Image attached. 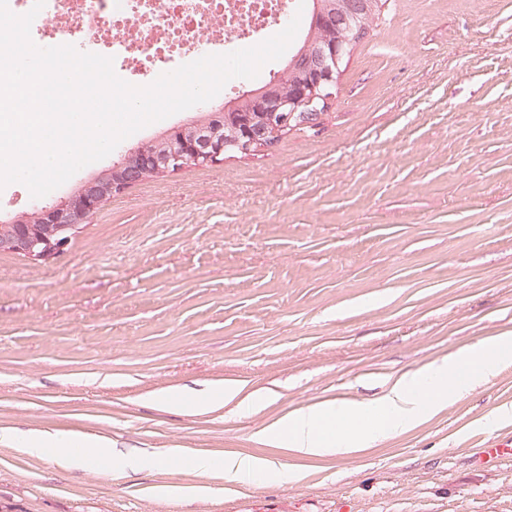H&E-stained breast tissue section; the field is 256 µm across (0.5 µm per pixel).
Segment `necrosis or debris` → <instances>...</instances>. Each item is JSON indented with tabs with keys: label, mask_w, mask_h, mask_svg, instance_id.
Instances as JSON below:
<instances>
[{
	"label": "necrosis or debris",
	"mask_w": 512,
	"mask_h": 512,
	"mask_svg": "<svg viewBox=\"0 0 512 512\" xmlns=\"http://www.w3.org/2000/svg\"><path fill=\"white\" fill-rule=\"evenodd\" d=\"M46 0L31 33L54 45L113 58L130 84L170 72L201 43L247 45L274 30L291 0Z\"/></svg>",
	"instance_id": "necrosis-or-debris-1"
}]
</instances>
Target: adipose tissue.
I'll return each instance as SVG.
<instances>
[{"label": "adipose tissue", "instance_id": "1", "mask_svg": "<svg viewBox=\"0 0 512 512\" xmlns=\"http://www.w3.org/2000/svg\"><path fill=\"white\" fill-rule=\"evenodd\" d=\"M512 361V335L505 333L486 344L479 355L454 354L407 373L391 383L378 399L371 401L329 400L288 412L259 432L260 438L303 457H339L371 447L377 441L426 422L478 383L486 381L498 367ZM238 390L231 385L203 392L168 391L159 403L206 413L233 400ZM0 443L41 454L53 449L61 463L109 475L130 466L129 453L114 448L110 441L84 436L78 439L47 432L16 435L0 429ZM189 467L200 474L222 473L231 481L274 473L277 481L296 480L297 472L274 469L262 457L229 454L223 460L209 456L193 458Z\"/></svg>", "mask_w": 512, "mask_h": 512}]
</instances>
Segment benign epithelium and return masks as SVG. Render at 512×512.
Masks as SVG:
<instances>
[{
    "mask_svg": "<svg viewBox=\"0 0 512 512\" xmlns=\"http://www.w3.org/2000/svg\"><path fill=\"white\" fill-rule=\"evenodd\" d=\"M344 53V44L336 41H324L301 52L297 61L303 79L290 95H269L265 88L246 92L245 96L255 98L252 111L258 117L247 118L235 138L224 135L223 124L208 119L179 126L154 149L139 146L83 184L77 193L15 217L11 231L0 236V253L22 254L34 261L55 257L106 201L145 180L146 174L162 175L191 163L214 164L224 160L232 147L249 153L253 145L265 143L271 128L289 125L297 113L314 118L318 105L334 97Z\"/></svg>",
    "mask_w": 512,
    "mask_h": 512,
    "instance_id": "benign-epithelium-1",
    "label": "benign epithelium"
}]
</instances>
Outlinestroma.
<instances>
[{
  "instance_id": "obj_1",
  "label": "stroma",
  "mask_w": 512,
  "mask_h": 512,
  "mask_svg": "<svg viewBox=\"0 0 512 512\" xmlns=\"http://www.w3.org/2000/svg\"><path fill=\"white\" fill-rule=\"evenodd\" d=\"M0 189V221L48 205ZM512 332V0H387L317 126L254 156L190 165L114 195L45 262L0 254V428L103 436L179 461L102 476L0 446V512H512V460L483 467L512 364L365 452L304 458L257 433L290 410L385 384ZM233 383L203 414L155 395ZM241 453L299 482L185 468Z\"/></svg>"
}]
</instances>
